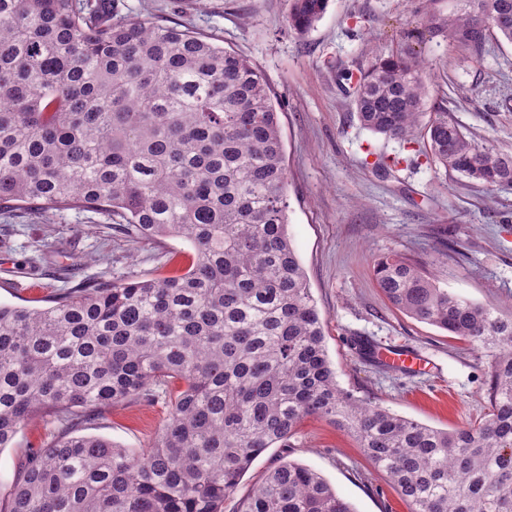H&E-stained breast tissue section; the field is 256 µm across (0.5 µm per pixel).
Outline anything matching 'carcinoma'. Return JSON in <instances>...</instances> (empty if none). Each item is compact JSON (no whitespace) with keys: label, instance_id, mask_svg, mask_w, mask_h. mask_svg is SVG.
I'll return each mask as SVG.
<instances>
[{"label":"carcinoma","instance_id":"obj_1","mask_svg":"<svg viewBox=\"0 0 512 512\" xmlns=\"http://www.w3.org/2000/svg\"><path fill=\"white\" fill-rule=\"evenodd\" d=\"M105 0H0V207L78 210L142 240L176 237L182 272L65 288L46 308L0 303V449L34 412L59 432L19 464L4 512H224L253 460L301 423L349 432L410 512H512V316L465 300L418 263L373 266L388 301L492 349L484 416L441 430L343 390L288 235L278 112L262 71L188 28L114 23ZM428 30L479 56L512 43V0H463ZM329 0H289L310 32ZM362 128L492 192L512 154L423 112L426 63L407 48L344 70ZM428 120H423L424 115ZM143 455L83 419L168 389ZM240 512H356L317 471L282 459Z\"/></svg>","mask_w":512,"mask_h":512}]
</instances>
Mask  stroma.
I'll use <instances>...</instances> for the list:
<instances>
[{"mask_svg":"<svg viewBox=\"0 0 512 512\" xmlns=\"http://www.w3.org/2000/svg\"><path fill=\"white\" fill-rule=\"evenodd\" d=\"M418 0H330L306 35L288 26V0H109L113 22L148 18L180 24L250 59L275 103L288 177V234L324 322L339 386L371 404L453 430L484 415L488 351L392 307L372 266L391 253L416 260L441 287L467 300L499 303L512 314V186L487 194L456 173L435 169L402 142L362 130L348 87L338 81L397 46L427 64V110L447 109L483 146L512 154V45L489 41L481 60L430 36ZM401 157L398 171L376 169L377 155ZM192 252L177 238L138 240L119 226L97 233L89 213L35 216L0 211V301L45 307L83 281L163 277L186 268ZM406 346L429 365L414 371L364 356L359 341ZM169 413V399L131 402L91 421L86 433L146 452ZM54 426L38 416L0 450V506L23 455L44 447ZM318 471L356 512H409L392 481L356 440L329 421H304L291 447L254 459L224 512H239L262 475L280 459Z\"/></svg>","mask_w":512,"mask_h":512,"instance_id":"35a3bbf8","label":"stroma"}]
</instances>
